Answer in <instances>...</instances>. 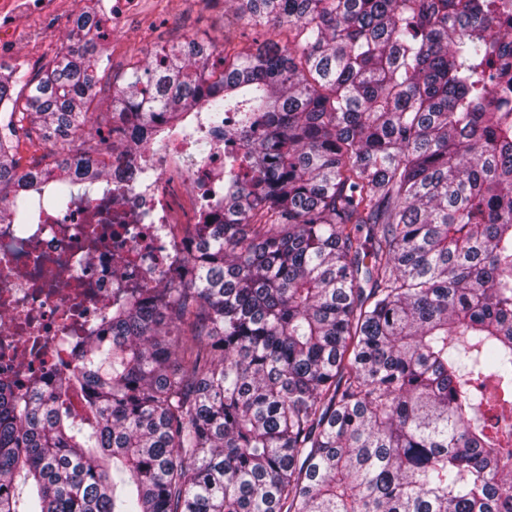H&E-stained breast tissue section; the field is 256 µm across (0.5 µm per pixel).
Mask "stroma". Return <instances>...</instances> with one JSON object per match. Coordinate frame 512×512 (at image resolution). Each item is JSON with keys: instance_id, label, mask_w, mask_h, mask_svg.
Segmentation results:
<instances>
[{"instance_id": "obj_1", "label": "stroma", "mask_w": 512, "mask_h": 512, "mask_svg": "<svg viewBox=\"0 0 512 512\" xmlns=\"http://www.w3.org/2000/svg\"><path fill=\"white\" fill-rule=\"evenodd\" d=\"M84 0H50L43 9L31 11L15 27L13 49L0 57V65H23L38 73L67 45V35ZM231 0H138L134 10L117 17L109 38L114 51L101 80L100 110H107L113 77L127 72L131 58L143 59L161 47L179 45L194 37L223 44L237 35Z\"/></svg>"}]
</instances>
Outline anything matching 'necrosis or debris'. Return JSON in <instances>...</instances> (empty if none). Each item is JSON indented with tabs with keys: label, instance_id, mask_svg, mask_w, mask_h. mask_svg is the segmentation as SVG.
Listing matches in <instances>:
<instances>
[{
	"label": "necrosis or debris",
	"instance_id": "obj_1",
	"mask_svg": "<svg viewBox=\"0 0 512 512\" xmlns=\"http://www.w3.org/2000/svg\"><path fill=\"white\" fill-rule=\"evenodd\" d=\"M224 149L219 132L201 149L173 135L165 154L137 158L153 180L126 185L116 160L99 197L65 214L38 209L22 233L0 223L1 384L18 396L43 390L122 290L183 272L200 199L224 182Z\"/></svg>",
	"mask_w": 512,
	"mask_h": 512
}]
</instances>
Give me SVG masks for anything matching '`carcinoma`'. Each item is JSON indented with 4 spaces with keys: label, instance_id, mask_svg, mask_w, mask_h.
<instances>
[{
    "label": "carcinoma",
    "instance_id": "carcinoma-1",
    "mask_svg": "<svg viewBox=\"0 0 512 512\" xmlns=\"http://www.w3.org/2000/svg\"><path fill=\"white\" fill-rule=\"evenodd\" d=\"M501 0H237L93 107L100 0L0 74V223L209 123L239 150L186 277L112 306L43 392L0 399V512H512V51ZM57 147L19 170L20 137ZM28 489L19 510L20 487Z\"/></svg>",
    "mask_w": 512,
    "mask_h": 512
}]
</instances>
